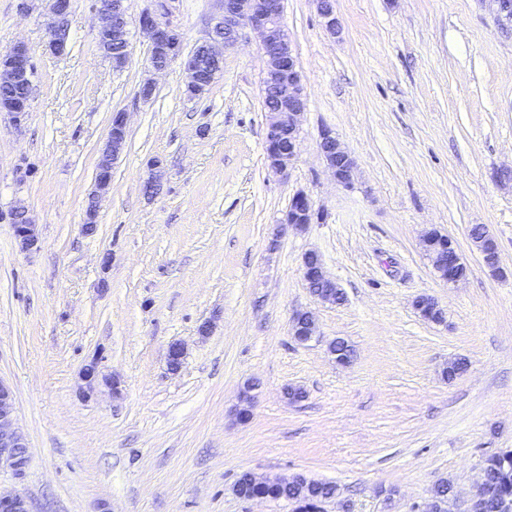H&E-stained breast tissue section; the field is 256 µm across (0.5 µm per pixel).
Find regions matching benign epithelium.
<instances>
[{"label": "benign epithelium", "instance_id": "benign-epithelium-1", "mask_svg": "<svg viewBox=\"0 0 512 512\" xmlns=\"http://www.w3.org/2000/svg\"><path fill=\"white\" fill-rule=\"evenodd\" d=\"M221 11L205 40L202 41L203 55L198 59L186 56L182 51L181 33L159 20L156 14L145 11L140 15L139 24L150 42L149 65L155 71H163L172 63H179L185 76V87L203 96L222 73L224 66L223 50L234 46L245 29H250L261 38L265 60L264 79L276 89L277 100L268 112L266 133V158L269 167L283 173L296 159L298 151L299 120L306 108L307 93L297 68L296 58L282 21L283 0H220ZM494 3L495 19L498 27L512 32V6L506 0H491ZM70 0H45V12L51 33L50 50L63 55L67 51L65 23L69 14ZM317 9L324 19L328 32L340 31L333 0H317ZM95 11L99 19L96 39L99 48L106 54L123 53L124 61H129L131 44L128 39V21L125 0H98ZM33 71V56L29 46L17 42L0 53V86L9 88L25 83ZM31 107V93L10 104L8 114L15 125L20 126ZM128 133L126 114L112 113L107 137L101 149L92 189L86 197L83 214V230H95L102 198L112 184V168L122 155ZM319 153L336 182L349 188L353 184L356 168L355 160L345 149L336 135L326 130L319 142ZM315 212L309 199L296 195L286 216L285 223L293 226L311 224ZM0 221L13 226L14 235L20 249L33 252L41 248L36 224L22 206L12 208L8 213H0ZM426 251L434 270L440 279L448 284L467 277L468 271L448 269L437 260L438 255L448 250L453 255V265L466 266L459 254L455 241L448 235L430 232L425 236ZM304 278L313 285V295L323 303H336L335 283L326 277L317 254L307 253L303 258ZM292 332L295 339L309 341L315 333L313 315L300 312L292 317ZM98 359L87 364L80 379L85 391L92 392L103 385L112 388V378L99 375ZM28 449L24 436L16 427L15 397L11 387L0 380V470L8 469L16 476L23 474L28 462ZM288 482L282 477L258 478L247 473L249 491L247 499L276 501L270 492L275 486ZM0 512H30L27 499L20 493L0 495Z\"/></svg>", "mask_w": 512, "mask_h": 512}]
</instances>
